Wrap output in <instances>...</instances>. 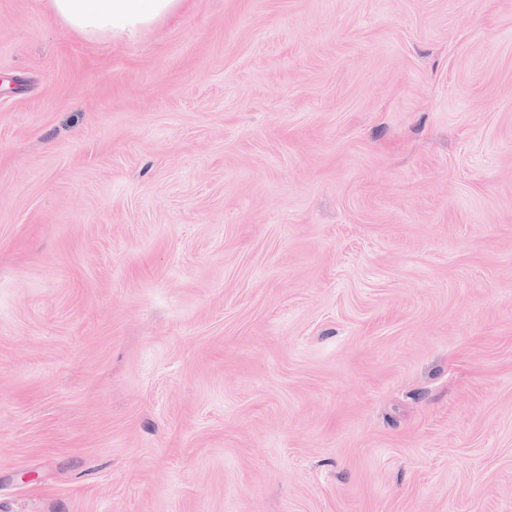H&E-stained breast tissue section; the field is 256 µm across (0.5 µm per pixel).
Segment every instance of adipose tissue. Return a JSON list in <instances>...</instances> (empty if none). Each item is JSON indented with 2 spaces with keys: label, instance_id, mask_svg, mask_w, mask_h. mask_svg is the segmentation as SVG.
<instances>
[{
  "label": "adipose tissue",
  "instance_id": "obj_1",
  "mask_svg": "<svg viewBox=\"0 0 512 512\" xmlns=\"http://www.w3.org/2000/svg\"><path fill=\"white\" fill-rule=\"evenodd\" d=\"M190 0H44L51 17L89 40L138 42L156 24L187 13Z\"/></svg>",
  "mask_w": 512,
  "mask_h": 512
}]
</instances>
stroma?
I'll return each mask as SVG.
<instances>
[{
	"mask_svg": "<svg viewBox=\"0 0 512 512\" xmlns=\"http://www.w3.org/2000/svg\"><path fill=\"white\" fill-rule=\"evenodd\" d=\"M0 512H512V0H0ZM69 32L89 40L138 42L156 24L187 13L191 0H41Z\"/></svg>",
	"mask_w": 512,
	"mask_h": 512,
	"instance_id": "1",
	"label": "stroma"
}]
</instances>
